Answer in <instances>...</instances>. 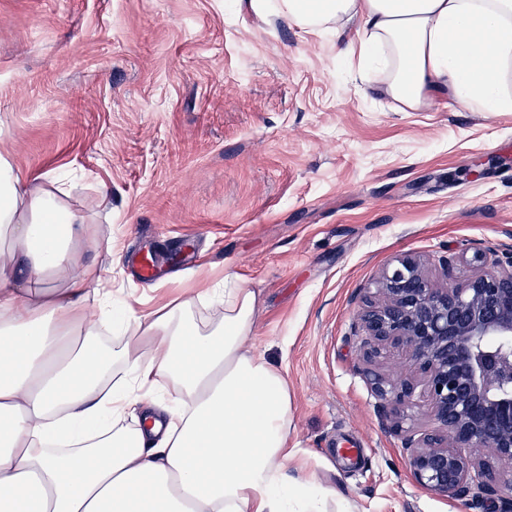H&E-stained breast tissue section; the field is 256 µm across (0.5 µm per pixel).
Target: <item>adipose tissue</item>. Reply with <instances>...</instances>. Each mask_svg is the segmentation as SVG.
Returning <instances> with one entry per match:
<instances>
[{
	"instance_id": "1",
	"label": "adipose tissue",
	"mask_w": 512,
	"mask_h": 512,
	"mask_svg": "<svg viewBox=\"0 0 512 512\" xmlns=\"http://www.w3.org/2000/svg\"><path fill=\"white\" fill-rule=\"evenodd\" d=\"M263 19L342 35L361 79L427 112H512V0H249ZM0 153V512H327L289 475L292 396L249 345V287L146 316L82 264L89 219ZM102 315L87 320L89 294ZM119 326L111 358L99 346Z\"/></svg>"
}]
</instances>
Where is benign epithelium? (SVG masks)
Returning <instances> with one entry per match:
<instances>
[{"label": "benign epithelium", "instance_id": "benign-epithelium-1", "mask_svg": "<svg viewBox=\"0 0 512 512\" xmlns=\"http://www.w3.org/2000/svg\"><path fill=\"white\" fill-rule=\"evenodd\" d=\"M472 262L487 269L458 286L433 280L420 258L396 260L364 295L356 340L371 361L391 350L409 360L410 378L367 376L393 415L420 398L429 410L434 426L404 438L415 482L512 512V252Z\"/></svg>", "mask_w": 512, "mask_h": 512}]
</instances>
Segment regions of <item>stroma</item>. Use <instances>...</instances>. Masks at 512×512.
Wrapping results in <instances>:
<instances>
[{
	"instance_id": "obj_1",
	"label": "stroma",
	"mask_w": 512,
	"mask_h": 512,
	"mask_svg": "<svg viewBox=\"0 0 512 512\" xmlns=\"http://www.w3.org/2000/svg\"><path fill=\"white\" fill-rule=\"evenodd\" d=\"M0 151L72 179L85 263L137 312L223 279L293 395L291 444L356 512H493L417 485L355 342L397 257L512 251V112H402L336 37L236 0H0ZM151 252L157 278L133 282Z\"/></svg>"
}]
</instances>
